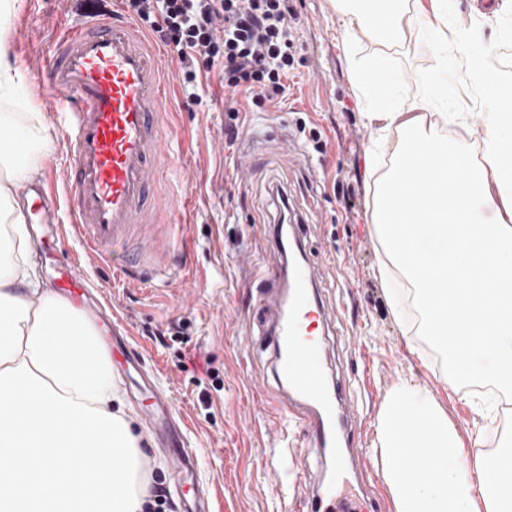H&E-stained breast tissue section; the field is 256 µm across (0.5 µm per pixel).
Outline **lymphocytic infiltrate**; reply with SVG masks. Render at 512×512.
Instances as JSON below:
<instances>
[{
	"label": "lymphocytic infiltrate",
	"instance_id": "1",
	"mask_svg": "<svg viewBox=\"0 0 512 512\" xmlns=\"http://www.w3.org/2000/svg\"><path fill=\"white\" fill-rule=\"evenodd\" d=\"M177 54L184 86L218 81L245 106L272 103L295 66L300 17L289 0H128Z\"/></svg>",
	"mask_w": 512,
	"mask_h": 512
}]
</instances>
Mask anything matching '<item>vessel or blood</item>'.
<instances>
[{
    "mask_svg": "<svg viewBox=\"0 0 512 512\" xmlns=\"http://www.w3.org/2000/svg\"><path fill=\"white\" fill-rule=\"evenodd\" d=\"M35 84L49 112L65 113L71 176L63 193L48 184L28 185L53 247L73 235L87 253L111 258L126 246L127 260L113 265L119 276L147 280L153 270L146 260L152 226L164 200L157 192L163 180L169 137L168 115L175 80L135 21L93 12L65 30L53 46L47 65L37 70ZM67 205V222L55 211ZM314 269H297L288 313L279 317L274 334L280 356L277 374L302 397L299 420L315 440L327 444L336 430L334 393L323 382L317 343H300L303 318L311 315L309 287ZM63 297L86 287L79 257L59 270ZM325 512H359L356 501L337 498L333 487L319 494Z\"/></svg>",
    "mask_w": 512,
    "mask_h": 512,
    "instance_id": "obj_1",
    "label": "vessel or blood"
}]
</instances>
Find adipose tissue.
<instances>
[{"instance_id":"adipose-tissue-1","label":"adipose tissue","mask_w":512,"mask_h":512,"mask_svg":"<svg viewBox=\"0 0 512 512\" xmlns=\"http://www.w3.org/2000/svg\"><path fill=\"white\" fill-rule=\"evenodd\" d=\"M431 13L412 0H336L346 57L379 138L399 135L380 181L371 222L407 277L421 333L453 372L512 393V80L475 33L449 26L447 0ZM18 0H0V512H144L147 451L119 393L112 363L83 314L45 289L27 259L18 184L38 174L49 138L16 111L26 81L10 54ZM433 37V68L456 59L469 100L449 103L428 87L412 103L396 94L384 56L366 57L360 37L395 48L404 21ZM468 128L442 136L425 117ZM435 169L424 185L415 170ZM383 478L395 512H512V430L495 448H464L446 413L423 390L398 385L378 420Z\"/></svg>"}]
</instances>
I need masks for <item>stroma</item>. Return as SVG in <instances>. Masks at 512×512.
<instances>
[{
  "label": "stroma",
  "instance_id": "obj_1",
  "mask_svg": "<svg viewBox=\"0 0 512 512\" xmlns=\"http://www.w3.org/2000/svg\"><path fill=\"white\" fill-rule=\"evenodd\" d=\"M500 2L448 0V23L479 28L481 45L512 77V20L496 17ZM292 6L301 17L297 69L276 106L240 113L245 131L236 142L224 138L234 98L214 83L194 101L176 85L162 191L182 206L176 216H159L152 280L119 279L106 264L82 260L89 287L121 320L103 346L144 436L149 485L164 491L170 512H191L199 493L207 512H318L311 491L328 480V453L308 431L280 432L291 411L281 400L271 324L259 304L266 290L289 282L285 236L316 268L314 294L329 313L321 348L327 381L345 384L346 405L362 408L354 437L364 445L365 465L348 475L374 512H395L376 427L397 385L426 390L469 448L495 446L512 423V395L451 379L442 353L419 335L418 316L395 318L387 301L396 284L386 273L391 260L368 218L398 138L382 141L371 161L374 128L351 81L335 0ZM79 15L72 0H20L11 54L26 76L45 63L60 20ZM431 55L430 42L413 28L391 54L406 101L420 97ZM24 109L40 113L52 141L38 160L39 178L65 185L70 158L61 127L36 92ZM315 131L325 145L320 152ZM131 356L171 394L180 427L172 442L161 443L149 427L152 401L135 390L137 375L125 364ZM185 446L195 451V471L181 481L171 460Z\"/></svg>",
  "mask_w": 512,
  "mask_h": 512
}]
</instances>
